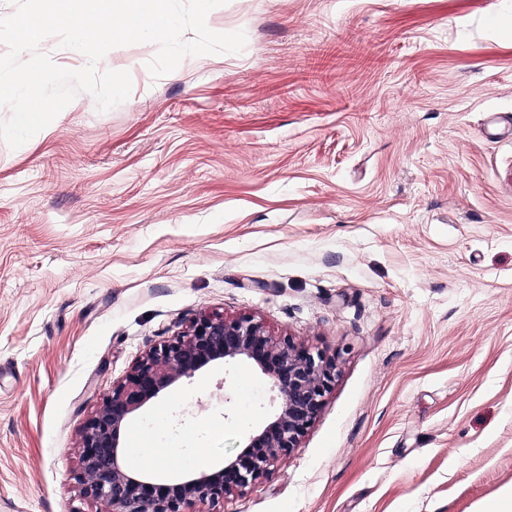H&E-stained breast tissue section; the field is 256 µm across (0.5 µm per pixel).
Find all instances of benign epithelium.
Masks as SVG:
<instances>
[{"label":"benign epithelium","instance_id":"1","mask_svg":"<svg viewBox=\"0 0 512 512\" xmlns=\"http://www.w3.org/2000/svg\"><path fill=\"white\" fill-rule=\"evenodd\" d=\"M214 362H247L270 379L279 398L270 421L250 433L245 451L216 472L161 479L150 469H128L121 437L133 415ZM336 369L335 356L300 347L289 337L275 340L249 315L200 313L184 330L145 351L84 422L75 476L80 492L104 503L107 512H195L200 505L212 512L228 497L272 476L279 460L299 446Z\"/></svg>","mask_w":512,"mask_h":512}]
</instances>
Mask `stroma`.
Instances as JSON below:
<instances>
[{
	"label": "stroma",
	"instance_id": "35a3bbf8",
	"mask_svg": "<svg viewBox=\"0 0 512 512\" xmlns=\"http://www.w3.org/2000/svg\"><path fill=\"white\" fill-rule=\"evenodd\" d=\"M236 54L78 93L0 141V512H104L80 430L201 312L336 358L298 448L224 512H478L512 487V0H227ZM277 406L213 364L136 415L172 477Z\"/></svg>",
	"mask_w": 512,
	"mask_h": 512
}]
</instances>
